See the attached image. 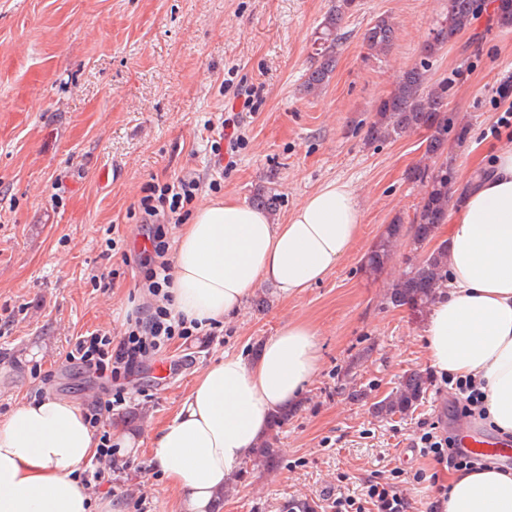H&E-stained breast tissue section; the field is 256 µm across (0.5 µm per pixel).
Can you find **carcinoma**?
<instances>
[{
    "instance_id": "carcinoma-1",
    "label": "carcinoma",
    "mask_w": 512,
    "mask_h": 512,
    "mask_svg": "<svg viewBox=\"0 0 512 512\" xmlns=\"http://www.w3.org/2000/svg\"><path fill=\"white\" fill-rule=\"evenodd\" d=\"M358 6L359 0H334L323 22L321 36L317 38L318 64L308 73L305 81L308 91H316L328 83L336 62L338 31L345 18ZM481 9V0H448L444 19L432 28L430 37L423 44V60L433 58L453 42ZM394 39V24L386 16L377 17L363 36L367 49L377 53L389 49ZM450 127L448 84L428 86L426 69L422 65L404 71L395 89L379 102L374 120L367 128L366 140L370 143L395 140L407 133L423 131L426 133L427 154L438 159L447 149ZM408 179L427 186V192L408 229L411 244L418 254L414 256L409 271L391 288L388 299L395 307L408 306L420 310L435 300L438 289L448 280V269L444 263L446 246L428 251L424 247L433 240L438 226L448 221L453 172L445 160L432 166L410 169ZM401 231L402 224L399 222L387 226L385 236L365 260L369 270L377 273L383 268ZM425 388V376L416 370L408 371L395 390L378 403L376 413L386 417L410 411L421 400ZM292 416L293 410L290 408L274 411L270 430L254 453V466L267 471L276 467L279 434ZM278 512H319V504L313 500L289 498L280 503Z\"/></svg>"
}]
</instances>
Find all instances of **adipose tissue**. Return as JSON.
Returning a JSON list of instances; mask_svg holds the SVG:
<instances>
[{
  "mask_svg": "<svg viewBox=\"0 0 512 512\" xmlns=\"http://www.w3.org/2000/svg\"><path fill=\"white\" fill-rule=\"evenodd\" d=\"M439 231L448 240V286L423 331L436 371L470 378L489 420L512 431V146L478 158ZM362 211L332 181L282 222L227 198L199 207L172 255L167 306L208 329L267 283L287 300L322 281L348 255ZM312 327L293 322L255 359L228 352L204 370L154 438L148 461L182 493L178 512H212L265 434L271 414L297 399L318 363ZM98 441L82 409L54 398L27 402L0 420V512H119L93 499L79 470ZM445 512H512V475L452 470Z\"/></svg>",
  "mask_w": 512,
  "mask_h": 512,
  "instance_id": "adipose-tissue-1",
  "label": "adipose tissue"
}]
</instances>
